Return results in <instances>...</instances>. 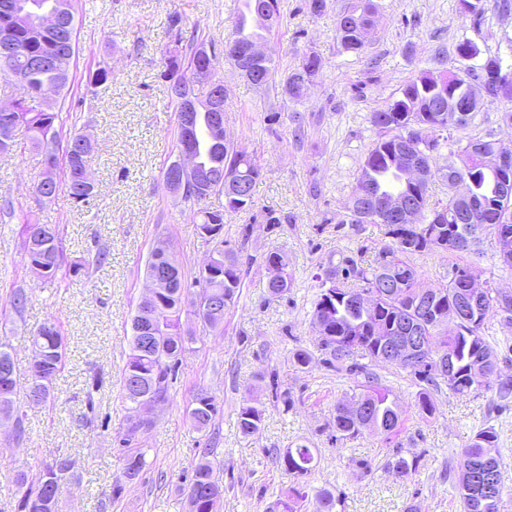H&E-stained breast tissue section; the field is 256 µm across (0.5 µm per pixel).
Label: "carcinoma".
Instances as JSON below:
<instances>
[{"label": "carcinoma", "instance_id": "carcinoma-1", "mask_svg": "<svg viewBox=\"0 0 512 512\" xmlns=\"http://www.w3.org/2000/svg\"><path fill=\"white\" fill-rule=\"evenodd\" d=\"M55 0H0V30H12L20 54L17 66L27 74L22 85L25 96L16 101V111L0 112V156L24 153L27 148L46 149L51 142L61 139L56 120L58 113L41 108L46 92L61 95L71 84V76H61L60 66L70 62L75 53L73 32L66 24L52 30L37 26L39 14ZM244 13L238 17L235 41L248 44L261 41L265 34L279 24V0H243ZM268 11L274 14L272 22L265 25L259 14ZM375 22V10L371 0H354L340 14L336 33L344 50L359 52L364 42L360 40L358 25ZM169 30L174 32L179 49V59L162 58L161 78L169 82L172 100L178 93L195 94V85L201 80L192 77L193 67L215 66L218 53L213 42L199 37L197 30L184 34L181 20L174 18ZM41 58L44 64L32 68L28 61ZM245 78L255 85L267 86L275 83L291 100L304 96L308 84L318 75L320 59L311 53L304 57L300 67L285 79L276 81L278 71L269 57L263 62L248 64ZM478 68L466 67L457 72L433 75L423 73L408 81L401 95L384 108L371 113L373 126L381 131V137L368 150L360 174L359 183L372 186L382 196L401 195L421 210L418 224H405L394 216L381 217L374 209V201L352 192L347 207L351 224H383L390 244L383 247L374 263L363 267L350 255L339 263L332 262L317 275L318 288H323L329 279L336 281L338 298L331 307H324L322 294H317L313 308V320L325 319L327 334L318 337L317 349L320 362L330 368L344 370L364 377L358 392L350 399L366 406L367 413H350L347 401L336 402L330 428L335 441L353 439L365 431H377L388 435L401 432L404 416L397 402L390 398L389 390L380 378L370 372L369 364H380L379 353L387 349L408 327L421 336L427 353L424 361L404 369L413 374L422 387L416 395L419 413L427 418L434 415L435 403L431 389L445 383L458 394H468L483 386L485 379L497 372L498 353L482 336L481 329L493 313L505 315L512 322V298L503 302V292L491 288L481 289L476 307L469 312L459 310L461 297V274H474L469 267L456 266L448 285L442 288H424L419 282L417 269L411 257L429 251L442 250L453 255L471 251L480 237L470 236V225L459 223L456 215L462 209L478 212L483 217L484 232L500 238L503 230H512V161L507 167H492L485 157L497 153L498 146L492 140H470L460 148L459 162L446 166L447 174L439 177L452 186L458 180L467 179L470 195L464 199L448 190L445 203H429L427 192L406 183L393 172L398 153L408 147L402 140L403 133L411 131L419 152L429 156L438 151L441 141L452 136L443 133L465 127L473 117L448 111V92L467 96L468 80L477 77ZM110 72L98 69L89 78L88 93L98 98V89L109 81ZM23 132L25 139L17 137ZM198 139L205 145L206 161L214 168L225 172V178L247 185L248 199L242 210L253 206V188L261 174V167L249 155L237 150L232 144L213 142L208 126L202 124L197 130ZM71 151L63 154L67 180H57L56 174L43 169L36 192L44 202L54 201L61 190H66L73 200L97 196L95 184L85 182L88 160L96 144L87 143L83 136L74 135L68 140ZM190 185L184 199L198 205V221L195 230L211 245L216 265L208 271L199 269L195 283L200 286L192 305L201 322L216 329L224 314L208 311L211 303L220 301L226 306L234 302L242 286L239 256L237 252L224 248V212L202 207L212 195H221L224 190L218 185L194 184L192 175L184 174ZM21 237L27 269L46 281L55 279L64 264V254L59 232L48 224L29 219L22 225ZM174 287L164 289L161 294L159 313L154 317L134 314L131 320L130 352L121 378L123 399L130 404L132 414L128 416L122 442L130 446L124 456L122 478L112 485V496L122 493L123 483L138 478L145 467V455L139 448L131 447L137 433L148 427L136 411L143 398L158 402L167 399L169 387L178 373V365L190 350L193 337L181 330V313L188 296L187 285L181 270L173 273ZM376 291L374 308L362 310L350 302L346 295L363 291ZM36 357L31 367L29 398L46 404L53 399V380L64 366L65 343L59 326L48 323L32 336ZM444 359L454 371L446 378L434 371V363ZM314 354L303 348L293 350L292 366L307 369ZM16 380L14 365L7 344L0 342V413L22 430L20 409L15 405ZM216 407L213 398L200 395L188 413L193 429L206 430L213 419ZM266 416V408L257 399H247L239 408L238 429L242 436L250 437L260 431ZM497 433L493 428L478 432L466 446L461 463L458 490L464 512H497L499 496L489 497L482 492L483 475L500 471V459L496 451ZM285 471L296 479L311 474L315 468V455L306 445L288 448L276 454ZM390 467L402 476L416 471L418 457L395 456ZM70 465L57 461L44 467L33 478L21 474L16 479L20 489L18 512H57V496L62 480ZM223 489L214 475L203 452L195 464L188 487L187 498L190 512H216ZM336 495L330 489H321L308 502V495L295 486L282 490L269 512H335Z\"/></svg>", "mask_w": 512, "mask_h": 512}]
</instances>
